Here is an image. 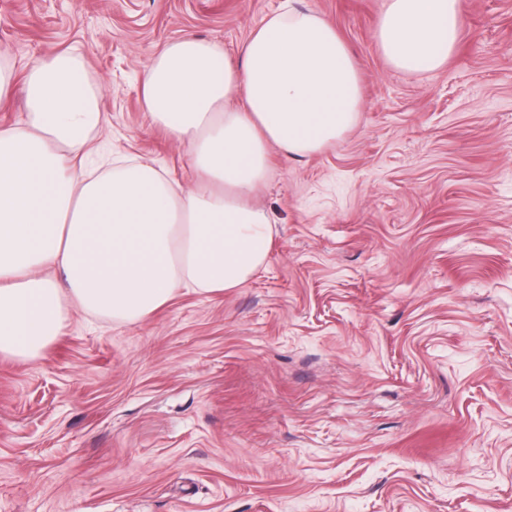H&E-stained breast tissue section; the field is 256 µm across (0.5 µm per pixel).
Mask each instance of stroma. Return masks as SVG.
I'll return each instance as SVG.
<instances>
[{
	"instance_id": "1",
	"label": "stroma",
	"mask_w": 512,
	"mask_h": 512,
	"mask_svg": "<svg viewBox=\"0 0 512 512\" xmlns=\"http://www.w3.org/2000/svg\"><path fill=\"white\" fill-rule=\"evenodd\" d=\"M460 2L456 52L407 74L381 0H295L357 59V126L273 157L241 286L0 358V512H512V0ZM282 3L0 0V61L76 51L105 156L189 188L140 75L187 33L235 57Z\"/></svg>"
}]
</instances>
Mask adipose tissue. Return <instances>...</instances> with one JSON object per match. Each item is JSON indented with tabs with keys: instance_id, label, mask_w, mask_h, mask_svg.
Masks as SVG:
<instances>
[{
	"instance_id": "adipose-tissue-1",
	"label": "adipose tissue",
	"mask_w": 512,
	"mask_h": 512,
	"mask_svg": "<svg viewBox=\"0 0 512 512\" xmlns=\"http://www.w3.org/2000/svg\"><path fill=\"white\" fill-rule=\"evenodd\" d=\"M460 0H384L374 40L396 70L444 65ZM153 126L187 146L184 189L151 162L82 167L105 115L78 57L25 66L26 111L0 129V358L34 362L73 314L133 324L182 288L221 293L269 254L271 220L250 198L272 153L308 157L343 138L363 109L356 58L313 10L268 15L228 62L217 44L171 40L140 77Z\"/></svg>"
}]
</instances>
